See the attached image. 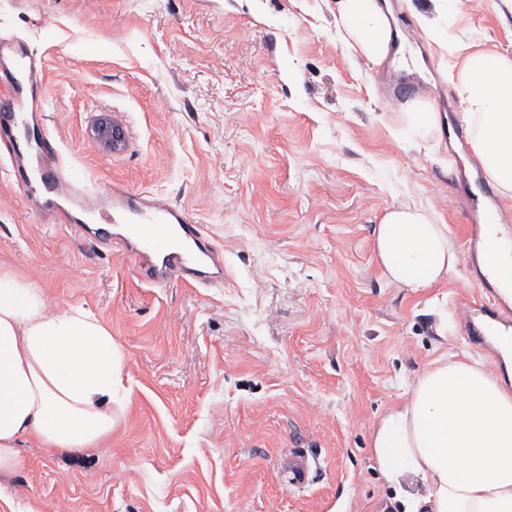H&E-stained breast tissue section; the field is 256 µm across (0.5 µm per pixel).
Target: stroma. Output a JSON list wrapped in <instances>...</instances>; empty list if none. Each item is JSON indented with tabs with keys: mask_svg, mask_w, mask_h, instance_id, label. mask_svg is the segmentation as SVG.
I'll return each mask as SVG.
<instances>
[{
	"mask_svg": "<svg viewBox=\"0 0 512 512\" xmlns=\"http://www.w3.org/2000/svg\"><path fill=\"white\" fill-rule=\"evenodd\" d=\"M335 2L0 0V34L44 58L71 168L177 202L224 249L223 287H150L118 245L44 223L0 169V271L93 310L122 357L111 441L26 445L0 512H390L372 426L433 361L485 360L452 311L484 289L465 261L444 287H392L374 231L406 204L466 240L484 171L471 130L448 136V75L476 51L512 55V0H391L416 33L378 65L342 45ZM420 102L441 146L400 131ZM104 116L122 151L93 139ZM294 453L318 463L303 490L284 473Z\"/></svg>",
	"mask_w": 512,
	"mask_h": 512,
	"instance_id": "35a3bbf8",
	"label": "stroma"
}]
</instances>
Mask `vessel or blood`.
<instances>
[{
	"mask_svg": "<svg viewBox=\"0 0 512 512\" xmlns=\"http://www.w3.org/2000/svg\"><path fill=\"white\" fill-rule=\"evenodd\" d=\"M1 74L9 86L0 105V158L35 212L78 235L89 223L113 225L126 254L138 261L139 275L151 286L174 280L204 288L223 286L224 255L185 208L119 186L108 193L91 189L65 164L37 109L45 95L43 63L27 41L0 34ZM498 224L496 212L485 211L481 223L471 228L470 243L486 253L504 251L506 236L498 232ZM454 314L473 345L512 335V319L485 302L459 301ZM313 471L307 457H297L288 470L289 485L305 487Z\"/></svg>",
	"mask_w": 512,
	"mask_h": 512,
	"instance_id": "b4317fda",
	"label": "vessel or blood"
}]
</instances>
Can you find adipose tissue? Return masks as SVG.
<instances>
[{
    "label": "adipose tissue",
    "instance_id": "obj_1",
    "mask_svg": "<svg viewBox=\"0 0 512 512\" xmlns=\"http://www.w3.org/2000/svg\"><path fill=\"white\" fill-rule=\"evenodd\" d=\"M395 20L381 0H336L343 42L375 64ZM487 178L512 200V57L476 51L455 83ZM381 275L396 288H439L459 263L447 224L422 207L388 210L375 230ZM121 354L80 305L48 308L42 288L0 273V472L22 444L59 452L112 436ZM373 454L403 512H512V394L469 357L433 362L374 424Z\"/></svg>",
    "mask_w": 512,
    "mask_h": 512
}]
</instances>
